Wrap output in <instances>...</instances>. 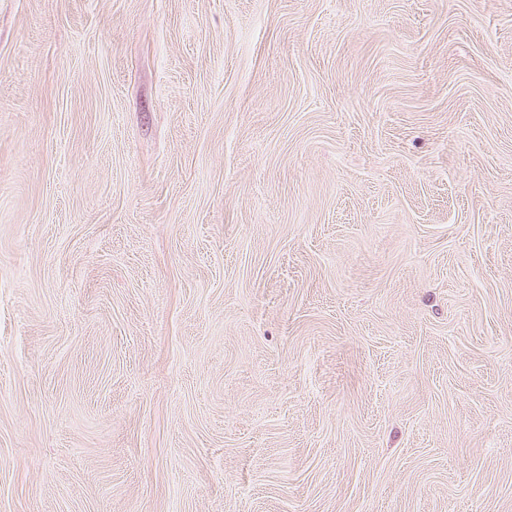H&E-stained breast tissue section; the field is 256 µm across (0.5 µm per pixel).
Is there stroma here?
I'll return each instance as SVG.
<instances>
[{
	"label": "stroma",
	"instance_id": "obj_1",
	"mask_svg": "<svg viewBox=\"0 0 512 512\" xmlns=\"http://www.w3.org/2000/svg\"><path fill=\"white\" fill-rule=\"evenodd\" d=\"M0 512H512V0H0Z\"/></svg>",
	"mask_w": 512,
	"mask_h": 512
}]
</instances>
